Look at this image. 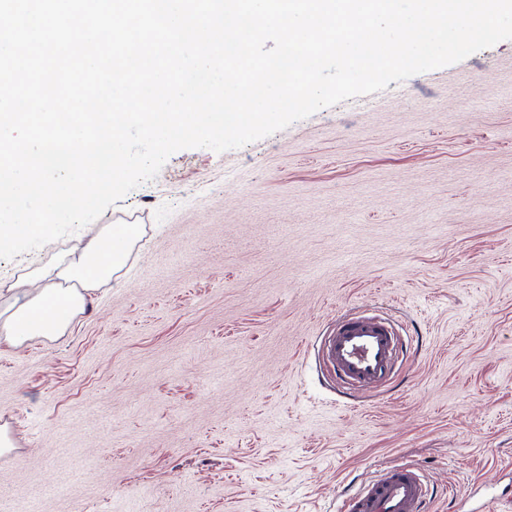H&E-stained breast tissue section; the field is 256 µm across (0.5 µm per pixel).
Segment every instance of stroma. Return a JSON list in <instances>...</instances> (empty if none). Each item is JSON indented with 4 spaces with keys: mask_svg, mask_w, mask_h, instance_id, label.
Listing matches in <instances>:
<instances>
[{
    "mask_svg": "<svg viewBox=\"0 0 512 512\" xmlns=\"http://www.w3.org/2000/svg\"><path fill=\"white\" fill-rule=\"evenodd\" d=\"M143 235L55 341L0 342V512H336L380 464L430 512L512 503V39L238 149H184L100 216ZM0 259V284L76 247ZM413 339L349 392L317 347Z\"/></svg>",
    "mask_w": 512,
    "mask_h": 512,
    "instance_id": "1",
    "label": "stroma"
}]
</instances>
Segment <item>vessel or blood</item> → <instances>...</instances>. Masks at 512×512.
<instances>
[{"mask_svg":"<svg viewBox=\"0 0 512 512\" xmlns=\"http://www.w3.org/2000/svg\"><path fill=\"white\" fill-rule=\"evenodd\" d=\"M398 351L394 327L375 315L339 317L325 339L322 358L351 389L377 384ZM428 488L416 469L395 464L376 469L343 502L342 512H425Z\"/></svg>","mask_w":512,"mask_h":512,"instance_id":"b4317fda","label":"vessel or blood"}]
</instances>
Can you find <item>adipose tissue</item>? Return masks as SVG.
<instances>
[{
    "mask_svg": "<svg viewBox=\"0 0 512 512\" xmlns=\"http://www.w3.org/2000/svg\"><path fill=\"white\" fill-rule=\"evenodd\" d=\"M140 237L136 224H94L80 250L25 267L0 300V340L22 347L67 335L94 293L126 265Z\"/></svg>",
    "mask_w": 512,
    "mask_h": 512,
    "instance_id": "1",
    "label": "adipose tissue"
}]
</instances>
